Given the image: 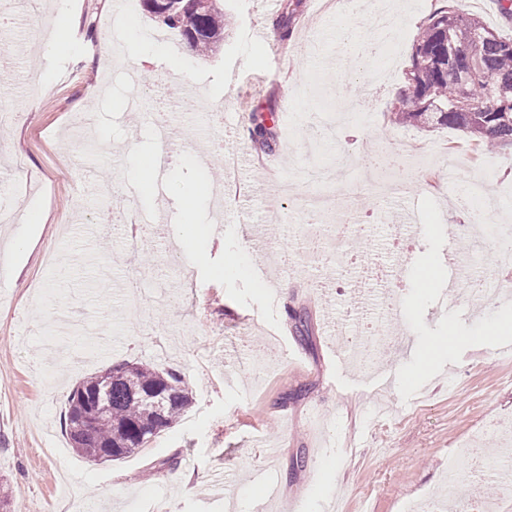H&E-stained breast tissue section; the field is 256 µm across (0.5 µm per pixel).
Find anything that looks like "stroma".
<instances>
[{
	"mask_svg": "<svg viewBox=\"0 0 512 512\" xmlns=\"http://www.w3.org/2000/svg\"><path fill=\"white\" fill-rule=\"evenodd\" d=\"M433 2L373 0L351 17L301 0L284 42L265 0H223V41L189 57L143 10L122 21L112 0H72L67 42L51 56L0 0V104L15 113L0 126V215L14 217L0 223V296L20 310L0 311V485L14 512L84 502L93 512H253L262 469L283 482L268 512H420L451 462L472 512L512 503V485L473 476L466 449L476 430L489 454L512 439V356L498 351L505 336L481 331L512 300L474 310L468 280L439 316V289L418 291L434 261L463 248L449 225L478 208L489 226L482 271L512 287V147L476 152L456 129L391 121ZM390 3L389 46L370 21ZM133 31L148 51L134 89L99 51L101 33L122 48ZM33 72L35 101L23 92ZM160 80L169 92L192 85L197 108L172 113L176 147L148 198L137 160L167 103ZM271 111L283 127L264 153L247 128ZM89 170L143 223L101 231ZM201 182L211 187L196 207L204 239L181 223V202ZM29 208L43 223H22ZM394 209L421 226L412 251L392 249ZM256 224L266 230L258 251ZM348 224L360 233L343 235ZM18 234L31 246L9 255ZM390 254L404 292L385 310L351 288L348 265ZM133 282L145 301L135 315L124 303ZM365 318L382 337L376 359L355 366ZM450 326L446 350L416 370L422 344ZM122 361L179 372L192 402L140 453L91 461L64 431L67 395ZM176 471L201 485L183 493L169 480Z\"/></svg>",
	"mask_w": 512,
	"mask_h": 512,
	"instance_id": "stroma-1",
	"label": "stroma"
}]
</instances>
